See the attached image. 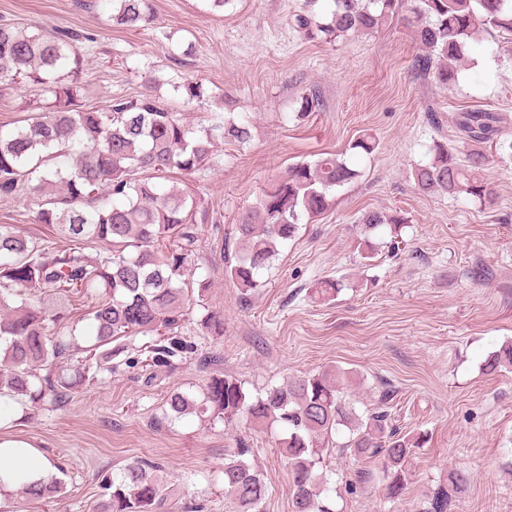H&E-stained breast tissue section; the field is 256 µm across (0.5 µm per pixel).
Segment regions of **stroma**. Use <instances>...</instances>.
<instances>
[{"label": "stroma", "instance_id": "stroma-1", "mask_svg": "<svg viewBox=\"0 0 512 512\" xmlns=\"http://www.w3.org/2000/svg\"><path fill=\"white\" fill-rule=\"evenodd\" d=\"M305 0H154L155 20L130 30L112 24L100 0H0V22L86 34L83 101L102 108L134 95L155 76L158 94L183 120L213 112L244 117L246 144H217L214 169L188 175L216 218L203 227L198 276L202 305H191L183 337L191 352L174 368L148 365L132 346L113 373H101L61 410L19 412L11 435L28 441L65 485L53 502L0 497V512H92L103 475L132 460L157 466L166 502L161 512H233L224 497V457L239 441L252 453L269 496L263 512H293L290 465L278 429L246 421L224 425L165 415L172 392L198 394L216 375L241 381L249 394L284 378L336 366L348 372V394L360 414L385 409L401 432H422L408 485L390 497L377 461L332 452L324 468L336 512H421L424 501L462 468L470 481L454 512H512V372L489 375L487 356L512 342V162L490 160L493 189L479 203L423 193L412 171L434 142L451 143L458 161L469 150L455 126L458 112L501 113L512 139V43L480 34L471 62L449 89L412 68L418 47L397 24L332 44L306 40L294 25ZM200 81L203 100L184 105L177 78ZM322 92L323 111L299 115L301 90ZM377 148L352 150L362 135ZM343 155L357 170L335 191V205L283 243L260 285L241 293L224 269L240 213L254 206L288 165L322 153ZM378 211L404 218L399 237L371 232L376 250L356 245L361 220ZM346 287L332 301L312 299L316 283ZM224 316V333L199 324L205 310ZM357 482V493L346 482Z\"/></svg>", "mask_w": 512, "mask_h": 512}]
</instances>
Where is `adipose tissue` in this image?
<instances>
[{"mask_svg":"<svg viewBox=\"0 0 512 512\" xmlns=\"http://www.w3.org/2000/svg\"><path fill=\"white\" fill-rule=\"evenodd\" d=\"M47 457L27 441L0 434V490L10 492L48 476Z\"/></svg>","mask_w":512,"mask_h":512,"instance_id":"ef3b65f1","label":"adipose tissue"}]
</instances>
